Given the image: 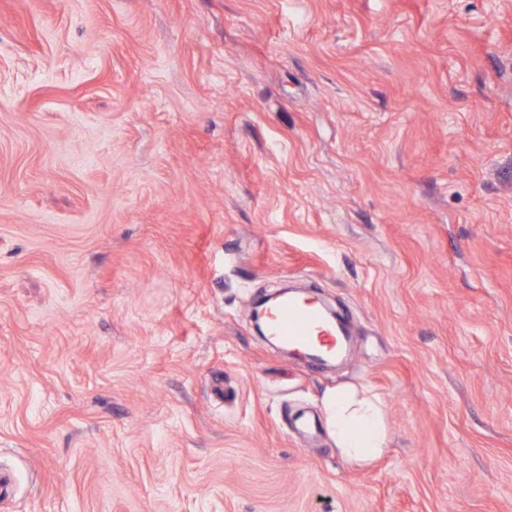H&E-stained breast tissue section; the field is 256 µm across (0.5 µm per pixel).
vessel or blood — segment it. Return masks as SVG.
Here are the masks:
<instances>
[{
    "mask_svg": "<svg viewBox=\"0 0 512 512\" xmlns=\"http://www.w3.org/2000/svg\"><path fill=\"white\" fill-rule=\"evenodd\" d=\"M269 333L288 347L315 358H338L343 354L345 336L342 322L327 321L318 303L293 294L288 295L272 313Z\"/></svg>",
    "mask_w": 512,
    "mask_h": 512,
    "instance_id": "vessel-or-blood-1",
    "label": "vessel or blood"
}]
</instances>
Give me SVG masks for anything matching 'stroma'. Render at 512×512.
I'll return each instance as SVG.
<instances>
[{
	"label": "stroma",
	"mask_w": 512,
	"mask_h": 512,
	"mask_svg": "<svg viewBox=\"0 0 512 512\" xmlns=\"http://www.w3.org/2000/svg\"><path fill=\"white\" fill-rule=\"evenodd\" d=\"M0 512H512V0H0ZM293 290L281 289L267 295L257 304L263 305L279 297L288 296L270 317V335L288 345H281V348H295L308 352L314 358L343 356L345 336L342 322L337 318L335 322L327 321L318 303L305 302L297 295L288 294ZM290 348L288 355L307 357ZM323 410L336 450L346 462L366 467L385 455L388 432L378 395L353 385L336 387L325 394Z\"/></svg>",
	"instance_id": "stroma-1"
}]
</instances>
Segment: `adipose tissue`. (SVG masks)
I'll list each match as a JSON object with an SVG mask.
<instances>
[{
	"instance_id": "ef3b65f1",
	"label": "adipose tissue",
	"mask_w": 512,
	"mask_h": 512,
	"mask_svg": "<svg viewBox=\"0 0 512 512\" xmlns=\"http://www.w3.org/2000/svg\"><path fill=\"white\" fill-rule=\"evenodd\" d=\"M323 410L336 449L346 462L366 467L385 455L388 432L378 395L344 385L325 394Z\"/></svg>"
}]
</instances>
